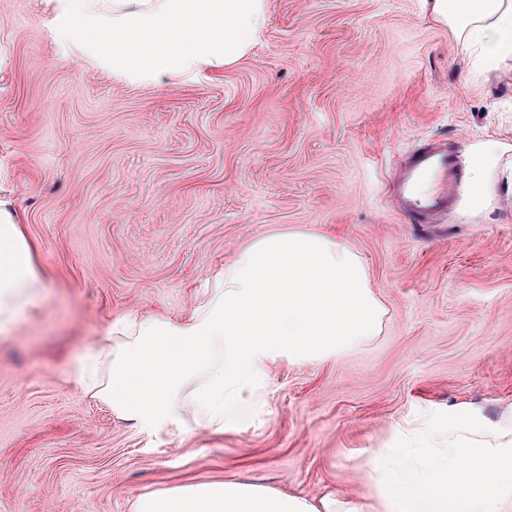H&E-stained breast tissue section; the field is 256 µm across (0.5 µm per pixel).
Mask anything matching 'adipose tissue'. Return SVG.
I'll return each mask as SVG.
<instances>
[{"label": "adipose tissue", "mask_w": 512, "mask_h": 512, "mask_svg": "<svg viewBox=\"0 0 512 512\" xmlns=\"http://www.w3.org/2000/svg\"><path fill=\"white\" fill-rule=\"evenodd\" d=\"M466 60L490 71L512 62V0H430ZM267 0H56V36L130 83L188 76L245 57L266 23ZM44 286L21 217L0 198V333ZM383 308L349 246L314 232L274 233L216 274L178 320L127 315L112 325L111 371L97 397L151 426L191 409L224 430L245 419L257 381L279 354L338 353L378 335ZM134 512H360L239 481L202 482L137 499Z\"/></svg>", "instance_id": "obj_1"}]
</instances>
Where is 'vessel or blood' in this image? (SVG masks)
Here are the masks:
<instances>
[{
	"instance_id": "obj_1",
	"label": "vessel or blood",
	"mask_w": 512,
	"mask_h": 512,
	"mask_svg": "<svg viewBox=\"0 0 512 512\" xmlns=\"http://www.w3.org/2000/svg\"><path fill=\"white\" fill-rule=\"evenodd\" d=\"M461 179L462 171L445 144L424 145L398 171L396 182L403 211L419 224L448 212L457 200Z\"/></svg>"
}]
</instances>
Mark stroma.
Instances as JSON below:
<instances>
[{"label":"stroma","instance_id":"stroma-1","mask_svg":"<svg viewBox=\"0 0 512 512\" xmlns=\"http://www.w3.org/2000/svg\"><path fill=\"white\" fill-rule=\"evenodd\" d=\"M49 0H0V198L36 244L39 306L0 335V512H132L234 479L385 512L370 454L438 412L512 404V73L474 75L424 0H267L235 64L132 85L73 64ZM452 147L487 187L418 224L397 206L413 150ZM364 261L378 336L271 364L251 416L119 419L76 369L115 319H176L276 232Z\"/></svg>","mask_w":512,"mask_h":512}]
</instances>
